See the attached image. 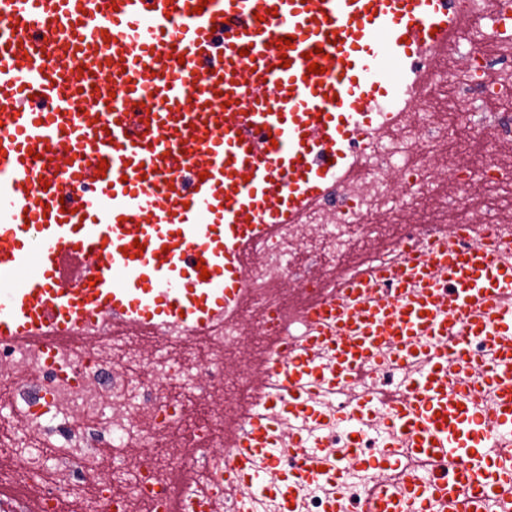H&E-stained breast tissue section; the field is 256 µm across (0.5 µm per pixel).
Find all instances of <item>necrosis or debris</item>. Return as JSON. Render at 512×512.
Returning a JSON list of instances; mask_svg holds the SVG:
<instances>
[{"label": "necrosis or debris", "instance_id": "4bbe7bcc", "mask_svg": "<svg viewBox=\"0 0 512 512\" xmlns=\"http://www.w3.org/2000/svg\"><path fill=\"white\" fill-rule=\"evenodd\" d=\"M483 7V23L473 40L495 47L494 53L482 54L481 59L501 110H477L480 88L455 66H448L444 86L454 95V124L439 126L421 118L407 127L400 139L370 151L364 160L367 191L350 196L335 192L320 210L308 216L317 234L306 243L298 241L300 226L285 228L269 246L265 263L251 268L252 281L290 279L301 288L317 289L312 266L330 271L346 268L350 251L363 246L377 212L413 208L420 195L429 190L435 180L432 155L441 145L452 141L458 149H466V142L458 138L459 127L480 122L493 129L497 140L512 141V49L496 46L499 0H484ZM237 334V326L232 325L223 335L212 337V351L205 359L195 356L188 339L161 336L151 356L103 340L88 350L72 347L62 351L56 366L45 364L33 353L0 344L1 388L16 391L18 381L12 371L25 368L37 392L52 395L47 406L35 400L9 398V416L16 419L17 431L30 443L31 451L19 455L11 447L0 450L10 462L8 480L35 487L49 512H61L66 502L75 512H110L114 501L121 512H157V494L174 484L179 487L186 512H197L201 502L208 512H242L239 492L225 490L235 451L217 441L224 430L223 414L215 413L193 425L187 423L184 414L185 409L199 403L203 384L221 389L230 383L242 393L244 406L238 417L242 425L252 411L278 399V378H270L266 386L257 389L250 383V373L227 377L223 356L236 348ZM421 368L417 360L400 366L382 354L367 379L343 392L316 394L320 417L305 425L294 422L293 427L305 435L318 436L334 448L348 476L336 485L302 483L294 491V512H331L335 502L344 512H359L371 473L352 453V436L337 427L336 412L387 378L412 376ZM175 381L181 384L177 395L169 391ZM134 438L139 441V451L131 454L127 447ZM104 448L114 449L130 471L128 492L116 494L114 481L102 470L99 452ZM187 448L193 449V457L184 456Z\"/></svg>", "mask_w": 512, "mask_h": 512}]
</instances>
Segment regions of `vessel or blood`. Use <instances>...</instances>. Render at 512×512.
I'll return each instance as SVG.
<instances>
[{
    "label": "vessel or blood",
    "instance_id": "vessel-or-blood-1",
    "mask_svg": "<svg viewBox=\"0 0 512 512\" xmlns=\"http://www.w3.org/2000/svg\"><path fill=\"white\" fill-rule=\"evenodd\" d=\"M481 0H0V343L48 361L116 331L202 337L237 322L247 256L361 171L428 96ZM319 64L320 73L309 72ZM303 351L270 343L288 413L347 386L379 352L427 342L402 388L342 407L359 434L389 403L401 441L362 512H482L512 498V264L458 237L345 273L301 304ZM478 338L497 354L465 355ZM334 342L336 362L315 356ZM497 390L476 415L472 381ZM269 418L237 445L236 481L276 488ZM412 454L455 478L394 482ZM302 449L294 471L319 472ZM399 475V474H398Z\"/></svg>",
    "mask_w": 512,
    "mask_h": 512
}]
</instances>
